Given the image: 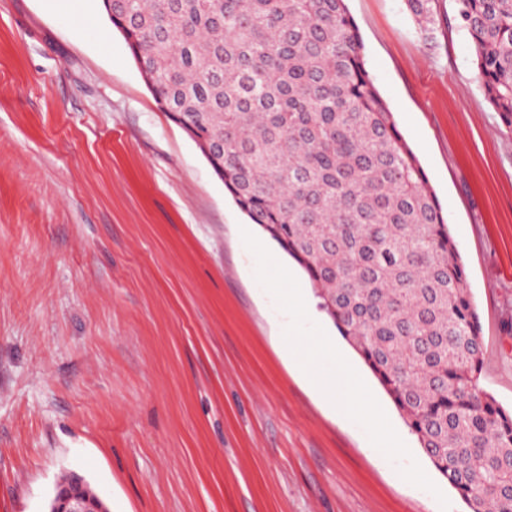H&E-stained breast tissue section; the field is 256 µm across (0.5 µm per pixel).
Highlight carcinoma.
Returning <instances> with one entry per match:
<instances>
[{
    "instance_id": "cac0c4a2",
    "label": "carcinoma",
    "mask_w": 512,
    "mask_h": 512,
    "mask_svg": "<svg viewBox=\"0 0 512 512\" xmlns=\"http://www.w3.org/2000/svg\"><path fill=\"white\" fill-rule=\"evenodd\" d=\"M512 127V0H453ZM160 109L319 307L469 512H512V410L448 219L368 69L347 0H102ZM421 32L438 0H405Z\"/></svg>"
}]
</instances>
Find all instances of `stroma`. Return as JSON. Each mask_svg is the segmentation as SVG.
Masks as SVG:
<instances>
[{
    "mask_svg": "<svg viewBox=\"0 0 512 512\" xmlns=\"http://www.w3.org/2000/svg\"><path fill=\"white\" fill-rule=\"evenodd\" d=\"M375 84L448 217L512 408V128L452 0H347ZM262 237L162 112L100 0H0V512L82 477L109 512H445L279 348ZM335 337L397 428L362 359ZM405 7L420 31L432 35L439 21L438 0H405Z\"/></svg>",
    "mask_w": 512,
    "mask_h": 512,
    "instance_id": "stroma-1",
    "label": "stroma"
}]
</instances>
